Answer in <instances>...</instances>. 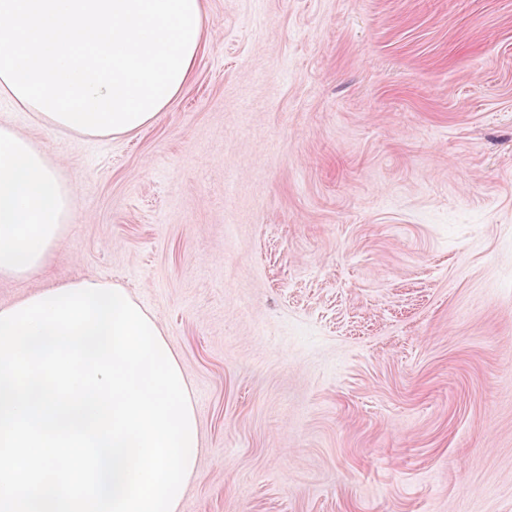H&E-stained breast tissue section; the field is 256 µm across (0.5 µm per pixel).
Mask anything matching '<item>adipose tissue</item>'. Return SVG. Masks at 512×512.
Masks as SVG:
<instances>
[{"label":"adipose tissue","mask_w":512,"mask_h":512,"mask_svg":"<svg viewBox=\"0 0 512 512\" xmlns=\"http://www.w3.org/2000/svg\"><path fill=\"white\" fill-rule=\"evenodd\" d=\"M203 50V0H0V97L54 128L135 134ZM75 197L43 150L0 124V278L50 265Z\"/></svg>","instance_id":"adipose-tissue-1"}]
</instances>
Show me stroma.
I'll list each match as a JSON object with an SVG mask.
<instances>
[{
  "mask_svg": "<svg viewBox=\"0 0 512 512\" xmlns=\"http://www.w3.org/2000/svg\"><path fill=\"white\" fill-rule=\"evenodd\" d=\"M136 134L0 117L77 198L49 268L157 319L195 398L179 512H512V0H204Z\"/></svg>",
  "mask_w": 512,
  "mask_h": 512,
  "instance_id": "35a3bbf8",
  "label": "stroma"
}]
</instances>
